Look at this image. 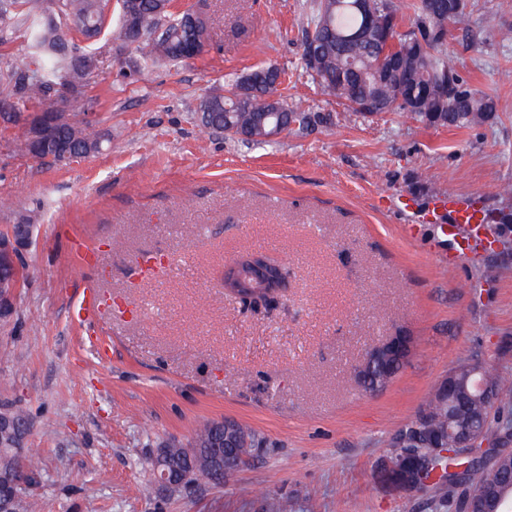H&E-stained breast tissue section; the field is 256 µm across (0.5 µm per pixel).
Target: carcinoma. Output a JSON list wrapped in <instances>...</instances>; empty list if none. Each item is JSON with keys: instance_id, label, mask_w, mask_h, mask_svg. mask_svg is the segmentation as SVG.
Segmentation results:
<instances>
[{"instance_id": "cac0c4a2", "label": "carcinoma", "mask_w": 512, "mask_h": 512, "mask_svg": "<svg viewBox=\"0 0 512 512\" xmlns=\"http://www.w3.org/2000/svg\"><path fill=\"white\" fill-rule=\"evenodd\" d=\"M0 0V46L22 40V52L0 67V120L19 125L27 105L36 112L58 114L65 122L51 130L42 156L61 162L86 157L103 147L100 120L88 119L94 101L86 97L99 70L103 41H119L135 49L129 61L134 70L183 63L205 50L206 24L196 29L184 22L185 13L171 11L170 0ZM468 0H414L405 13L400 0H312L302 40L305 72L323 90L343 101L347 110L375 115L407 112L432 127L469 128L494 120L498 97L472 87L448 61L451 30L471 27ZM281 72L261 68L227 84L226 93L204 97L196 120L205 134L224 133L246 143H266L278 126L291 123L290 133L305 136L332 116L312 112L300 103L276 95ZM253 252L230 258L233 269L249 288L239 293L246 302H271L272 288L285 286L288 268L268 267L269 278L252 277ZM403 362L390 359L358 374L359 384L373 391L386 388ZM470 391L482 384L492 397L448 403L430 391L418 414L400 427L390 454L406 455L410 467L403 475L418 490L440 489L463 512L467 496H481L493 486V471L474 469L457 451L456 421H472L500 444L485 453L499 468H512L505 445L512 441V420L491 426L493 406L512 407V376L479 361L456 367ZM0 468L22 485L13 512H36L30 489L41 461L31 451L0 455Z\"/></svg>"}]
</instances>
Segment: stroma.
Here are the masks:
<instances>
[{
    "mask_svg": "<svg viewBox=\"0 0 512 512\" xmlns=\"http://www.w3.org/2000/svg\"><path fill=\"white\" fill-rule=\"evenodd\" d=\"M448 58L500 99L497 119L430 127L403 112L344 113L303 73L307 0H173L200 5L205 52L130 71L133 47L100 57L87 91L106 140L76 162L16 150L0 123V232L33 217L15 312L0 320V405L29 419L43 462L38 512H454L375 477L397 430L467 360L512 375V0H476ZM283 73L279 94L333 124L246 144L205 135L193 112L227 75ZM477 198L488 247L458 253L425 218L431 199ZM93 258L76 264L70 242ZM237 252L277 258L288 289L269 308L225 293ZM94 283L97 316L72 304ZM412 353L384 390L355 368L387 336ZM232 418L263 448L223 486L160 492L147 461L161 442Z\"/></svg>",
    "mask_w": 512,
    "mask_h": 512,
    "instance_id": "1",
    "label": "stroma"
}]
</instances>
